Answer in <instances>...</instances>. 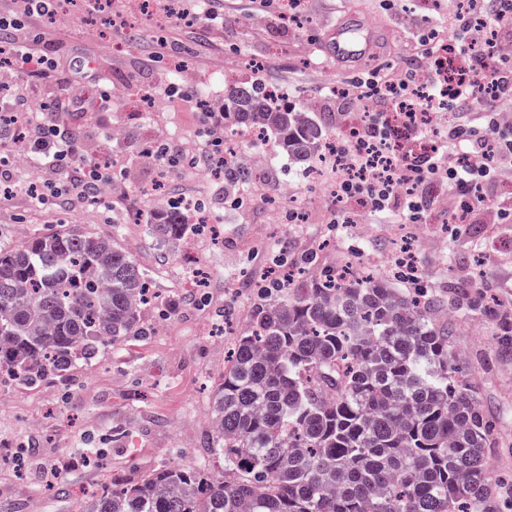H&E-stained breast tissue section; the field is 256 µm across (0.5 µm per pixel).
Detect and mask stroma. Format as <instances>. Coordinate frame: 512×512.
<instances>
[{
  "instance_id": "35a3bbf8",
  "label": "stroma",
  "mask_w": 512,
  "mask_h": 512,
  "mask_svg": "<svg viewBox=\"0 0 512 512\" xmlns=\"http://www.w3.org/2000/svg\"><path fill=\"white\" fill-rule=\"evenodd\" d=\"M281 11L282 0H226L223 22L200 35L212 44L209 55L193 53L199 35H184V81L209 99H221L229 92L225 76L253 61L254 81L281 90L289 102L312 99L321 111L347 112L349 102L330 97L329 90L347 84L349 74L337 72L335 60L317 62L312 52L327 31L352 16L375 22L379 43L360 72L379 68L395 77L416 63L406 29L423 24L425 14L414 0H304L293 25L280 20ZM162 33V26L141 14L130 32L96 14L53 47L58 55L84 51L112 58L111 111L58 112L54 118L79 127L93 161L124 169L121 198L44 207L22 194L0 200V247L63 230L114 235L160 296L142 312L150 335L75 368L66 381L37 389L0 383V504H16L18 512H72L62 487L96 489L113 472L134 479L199 458L211 386L224 371L233 339L249 325L255 282L281 258L295 263L313 256L310 279L345 265L358 276L381 275L406 246L421 276L400 280L399 288L409 292L419 285L445 297L464 288L470 296L494 299L498 314L512 319V219L497 217L512 196L504 184L487 188L486 208L450 232L448 209L435 199L428 224L393 227L364 211L340 210L333 163L315 174L269 145L260 153L266 182L250 185L238 208L225 203L224 185L214 176H199L182 164L162 170L144 157L148 143L191 154L203 128L201 114L176 99L145 117L131 107L140 91L163 92L174 77L168 60L146 59ZM182 195L195 202L207 230H188L178 240L153 236L146 216L168 210L170 198ZM290 211L300 214L299 223H287ZM454 322L451 345L493 425L490 466L499 481L498 508L512 512V351L497 348L489 319L460 311ZM85 448L103 449V469L86 466Z\"/></svg>"
}]
</instances>
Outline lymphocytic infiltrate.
Listing matches in <instances>:
<instances>
[{
	"label": "lymphocytic infiltrate",
	"instance_id": "obj_1",
	"mask_svg": "<svg viewBox=\"0 0 512 512\" xmlns=\"http://www.w3.org/2000/svg\"><path fill=\"white\" fill-rule=\"evenodd\" d=\"M181 7L156 8L158 20L170 25L171 34L159 39L150 57L158 60L175 52L181 33L211 25L222 17L224 0H181ZM468 9L454 8L451 32L460 57L474 74V81L449 108L451 119L440 132L437 153L405 169L377 167L372 155L359 158L365 179L355 186L339 182L342 193L360 192L371 200V209L391 216L399 224H418L425 216L419 192L439 185L448 196L450 214L459 209L485 206L487 185L497 182L505 164L512 162V126L502 115L512 110V63L493 60L500 45L512 43V0H469ZM112 0H79L58 20L60 0H0V110L9 112L29 160L39 169L65 172L62 184L45 183L33 194L36 204L64 198L85 205L101 199L102 185L111 183V168L89 162L88 149L78 133L46 120V111L108 112L112 95L100 68L90 57L68 60L52 56L51 38L67 31L77 16L111 10ZM411 186L409 199L393 201L398 181Z\"/></svg>",
	"mask_w": 512,
	"mask_h": 512
}]
</instances>
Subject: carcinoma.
I'll return each mask as SVG.
<instances>
[{"mask_svg":"<svg viewBox=\"0 0 512 512\" xmlns=\"http://www.w3.org/2000/svg\"><path fill=\"white\" fill-rule=\"evenodd\" d=\"M269 99L259 83L236 87L224 116L259 124L295 162L315 159L326 117ZM221 174L226 201L253 181L244 166ZM149 229L174 239L186 225L171 208ZM407 275L258 283L249 329L211 393L210 461L111 476L79 512H495L492 425L450 346L444 299L391 287ZM148 291L113 238L64 231L0 248V381L65 380L148 335ZM455 301L492 314L465 292Z\"/></svg>","mask_w":512,"mask_h":512,"instance_id":"obj_1","label":"carcinoma"}]
</instances>
